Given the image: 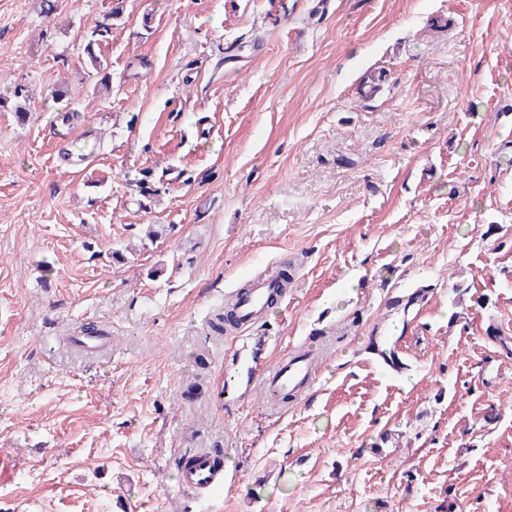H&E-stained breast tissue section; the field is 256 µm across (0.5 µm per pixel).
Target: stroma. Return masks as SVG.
Segmentation results:
<instances>
[{
  "label": "stroma",
  "mask_w": 512,
  "mask_h": 512,
  "mask_svg": "<svg viewBox=\"0 0 512 512\" xmlns=\"http://www.w3.org/2000/svg\"><path fill=\"white\" fill-rule=\"evenodd\" d=\"M111 7L0 0V512H512V0H124L107 92ZM272 267L253 333L323 337L317 376L219 403L224 297ZM115 1H117L118 6L112 7V10L106 14L103 21L96 24L90 34L86 36L83 45V53L89 62L90 70L87 73L89 78L98 76L107 68L106 66L104 67L101 55L96 53L95 47L100 51L102 42H107L109 36H112V20L117 19L121 15L123 8V0H113V2ZM225 480L224 470L213 465L207 452L195 454L181 470L182 484L210 498L223 492Z\"/></svg>",
  "instance_id": "stroma-1"
}]
</instances>
